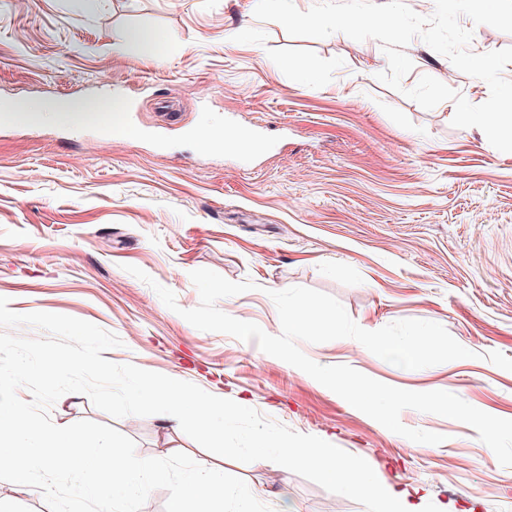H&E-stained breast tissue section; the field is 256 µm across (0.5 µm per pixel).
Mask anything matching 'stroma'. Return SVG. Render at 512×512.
<instances>
[{
    "mask_svg": "<svg viewBox=\"0 0 512 512\" xmlns=\"http://www.w3.org/2000/svg\"><path fill=\"white\" fill-rule=\"evenodd\" d=\"M165 35L160 59L113 51L130 28ZM395 91L377 79L379 41L335 33L290 36L255 18L253 0H0V108L17 102L122 99L136 137L96 126L0 119V297L11 310L91 322L122 344L117 364L188 381L206 392L373 462L380 482L419 488L421 512H512V467L470 426L413 409L402 424L444 435L438 445L397 435L256 342L201 331L179 316L199 305L191 271L206 268L254 290L220 299L224 313L279 334L270 291L312 288L336 298L363 329L402 319L441 324L471 351L445 367L394 366L356 340L301 343L321 365L350 366L385 384L445 390L512 417V152L451 124L455 106L405 97L421 76L470 103L489 88L421 39ZM314 78L293 77L297 64ZM267 150L200 152L202 115ZM149 274L144 283L127 271ZM176 295L178 311L156 294ZM54 424L116 428L140 457L182 452L279 491L273 512H386L316 468L214 455L160 416L113 418L82 394L50 408ZM495 495H488V488ZM0 512H49L40 490L0 481Z\"/></svg>",
    "mask_w": 512,
    "mask_h": 512,
    "instance_id": "35a3bbf8",
    "label": "stroma"
}]
</instances>
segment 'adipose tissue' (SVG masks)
<instances>
[{
    "label": "adipose tissue",
    "mask_w": 512,
    "mask_h": 512,
    "mask_svg": "<svg viewBox=\"0 0 512 512\" xmlns=\"http://www.w3.org/2000/svg\"><path fill=\"white\" fill-rule=\"evenodd\" d=\"M121 106L110 100L85 102H37L13 104L5 111L21 119L64 122L75 125L97 123L106 132L127 134L128 129L119 118ZM246 452L256 464H265L276 458L288 465L312 464L322 478L346 493L364 498L381 497L393 505L392 512H418L408 491L377 480L370 461H349L337 458L335 449L323 446L301 447L288 439L267 432H251L243 436Z\"/></svg>",
    "instance_id": "adipose-tissue-1"
}]
</instances>
